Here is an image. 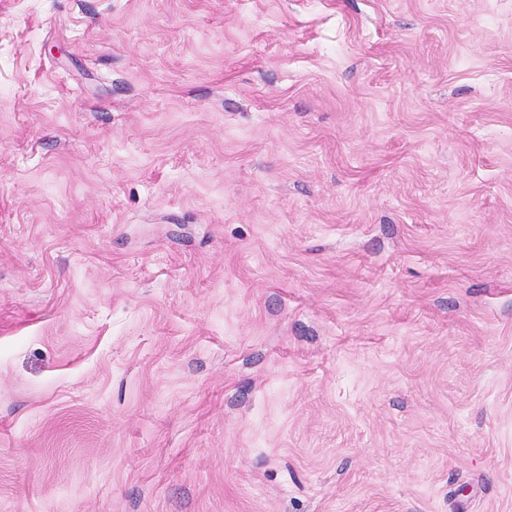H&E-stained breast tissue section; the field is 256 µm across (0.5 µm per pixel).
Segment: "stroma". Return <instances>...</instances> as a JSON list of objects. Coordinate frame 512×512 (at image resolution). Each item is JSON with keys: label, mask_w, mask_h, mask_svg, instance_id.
I'll return each instance as SVG.
<instances>
[{"label": "stroma", "mask_w": 512, "mask_h": 512, "mask_svg": "<svg viewBox=\"0 0 512 512\" xmlns=\"http://www.w3.org/2000/svg\"><path fill=\"white\" fill-rule=\"evenodd\" d=\"M0 512H512V0H0Z\"/></svg>", "instance_id": "obj_1"}]
</instances>
